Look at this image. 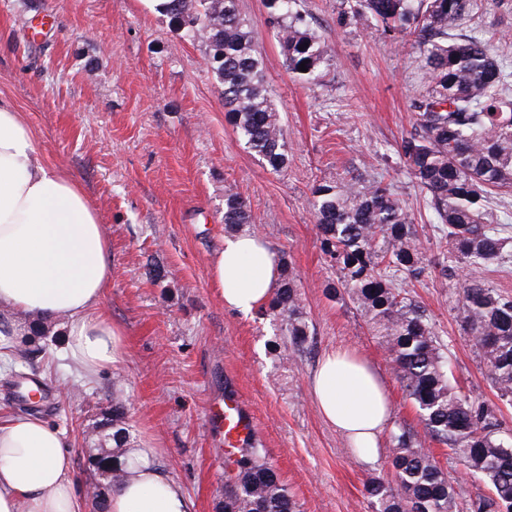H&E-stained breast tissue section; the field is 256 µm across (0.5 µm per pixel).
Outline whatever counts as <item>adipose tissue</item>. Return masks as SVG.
Instances as JSON below:
<instances>
[{"label": "adipose tissue", "instance_id": "obj_1", "mask_svg": "<svg viewBox=\"0 0 512 512\" xmlns=\"http://www.w3.org/2000/svg\"><path fill=\"white\" fill-rule=\"evenodd\" d=\"M225 308L266 303L278 260L256 234L228 237L211 261ZM112 283L109 240L78 182L43 161L37 136L0 96V348L25 320L59 322L75 370L93 377L124 349L102 309ZM310 393L318 413L367 461L376 460L391 404L375 369L356 352L333 349L317 363ZM153 448L127 454L126 475L106 512H189L181 485L159 470ZM63 431L31 415L0 417V512H82Z\"/></svg>", "mask_w": 512, "mask_h": 512}]
</instances>
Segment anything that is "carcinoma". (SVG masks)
Returning <instances> with one entry per match:
<instances>
[{"label":"carcinoma","mask_w":512,"mask_h":512,"mask_svg":"<svg viewBox=\"0 0 512 512\" xmlns=\"http://www.w3.org/2000/svg\"><path fill=\"white\" fill-rule=\"evenodd\" d=\"M288 72L316 84L331 61L325 39L312 29L297 0H266ZM481 0H340L336 27L374 25L386 38H414L428 79L413 99V130L398 145L406 173L424 193L443 236L437 252L424 251L415 215L391 181L367 180L353 169L310 188L320 246L336 279L326 292L348 297L392 362L426 435L448 447L493 496L462 500L454 481L402 426L391 436L394 491L379 479L366 486L376 512H512V429L496 407L455 387L449 360L430 315L406 290L428 271L443 279L459 269L512 263V224H499L486 207L494 191L512 189V63L476 34L453 33ZM162 14L183 36L205 47L206 64L224 98L225 118L239 140L273 172L288 164V143L266 85L264 58L239 0H166ZM193 26H184V18ZM306 63L307 71H300ZM256 216L241 194L224 187V229L251 232ZM265 312L300 349L310 327L298 274L286 256ZM457 321L483 359L500 400L512 402V296L472 276L452 291ZM127 403L115 388L105 418L84 431L87 460L100 479L104 502L125 475ZM219 512H299V505L269 460L252 444L229 458Z\"/></svg>","instance_id":"1"}]
</instances>
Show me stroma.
Returning a JSON list of instances; mask_svg holds the SVG:
<instances>
[{
  "label": "stroma",
  "instance_id": "35a3bbf8",
  "mask_svg": "<svg viewBox=\"0 0 512 512\" xmlns=\"http://www.w3.org/2000/svg\"><path fill=\"white\" fill-rule=\"evenodd\" d=\"M336 7V0H299L332 57L324 81L310 85L285 69L264 0H239L288 141V166L274 173L226 122L202 44L148 0H0V94L38 137L43 159L79 182L111 245L103 309L122 333L123 361L80 377L56 329L38 339L26 369L46 389L38 416L68 437L84 512H93L96 488L82 429L116 385L128 398L130 447L158 446L156 462L182 485L190 512H217L224 497V458L208 409L232 384L302 512H375L366 483L376 477L395 486L391 443L382 438L378 459L366 461L318 414L310 377L327 350L351 348L372 364L392 403L390 430H423L361 312L325 291L335 274L320 249L310 187L353 168L391 178L424 227L426 252L435 251L439 231L396 152L412 126L410 102L428 83L412 41H389L373 27L336 29ZM470 27L512 60V0H485ZM228 183L249 202L256 234L288 256L301 281L314 334L285 366L269 343L278 340L287 353L288 337H274L262 310L226 309L211 278L224 247ZM155 269L162 276L154 281ZM411 293L435 323L454 381L498 404L512 428V405L499 402L447 286L431 273Z\"/></svg>",
  "mask_w": 512,
  "mask_h": 512
}]
</instances>
